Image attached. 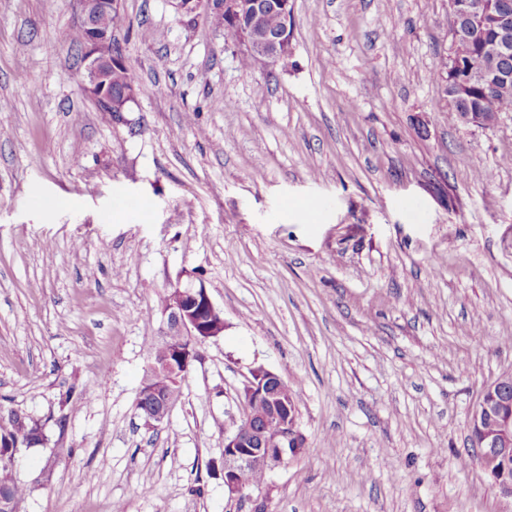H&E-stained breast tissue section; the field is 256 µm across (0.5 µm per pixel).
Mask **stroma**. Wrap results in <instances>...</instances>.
<instances>
[{"mask_svg":"<svg viewBox=\"0 0 512 512\" xmlns=\"http://www.w3.org/2000/svg\"><path fill=\"white\" fill-rule=\"evenodd\" d=\"M293 2L258 71L172 0H121L115 118L83 90L78 0H0V406L45 438L18 512H512L458 463L512 372V112L449 122L448 0ZM189 275L224 333L149 426L144 345ZM260 364L306 443L236 503L224 431Z\"/></svg>","mask_w":512,"mask_h":512,"instance_id":"stroma-1","label":"stroma"}]
</instances>
